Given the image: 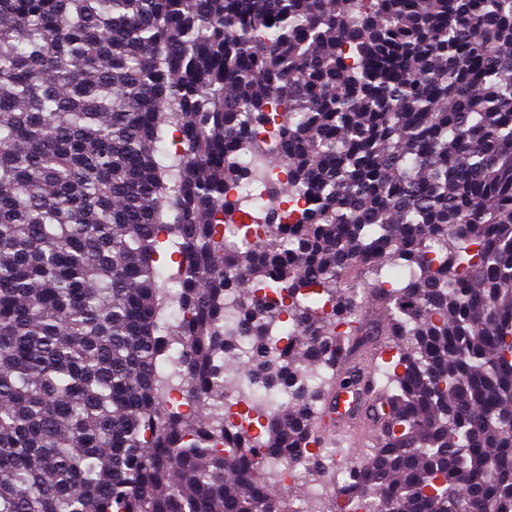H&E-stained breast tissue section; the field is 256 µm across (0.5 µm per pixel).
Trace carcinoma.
Segmentation results:
<instances>
[{
  "mask_svg": "<svg viewBox=\"0 0 512 512\" xmlns=\"http://www.w3.org/2000/svg\"><path fill=\"white\" fill-rule=\"evenodd\" d=\"M371 295L318 512H512V0H0V512H296ZM349 392L348 389L338 388L325 413L324 417L327 418L329 425L336 427V429L352 422L351 414L358 400H356L355 395L354 400H351ZM300 464L301 462L292 464L289 467L283 465L276 466L275 481L276 483L286 485L278 487V489L283 492V494L290 496L294 507H298L304 500L301 511L312 512L313 502L323 496L330 489L335 480L338 482L343 477L344 469L341 463L339 448L331 449L326 453L324 465L330 472L328 474H320L306 478V487L301 481L292 483L300 474Z\"/></svg>",
  "mask_w": 512,
  "mask_h": 512,
  "instance_id": "carcinoma-1",
  "label": "carcinoma"
}]
</instances>
